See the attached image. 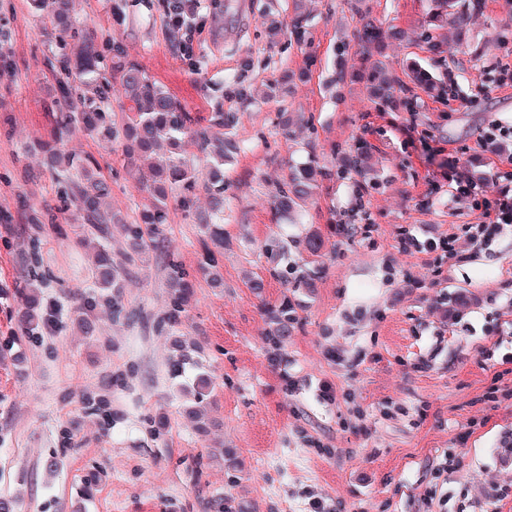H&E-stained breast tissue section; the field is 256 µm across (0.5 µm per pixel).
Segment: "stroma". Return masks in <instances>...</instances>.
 Instances as JSON below:
<instances>
[{"instance_id":"stroma-1","label":"stroma","mask_w":512,"mask_h":512,"mask_svg":"<svg viewBox=\"0 0 512 512\" xmlns=\"http://www.w3.org/2000/svg\"><path fill=\"white\" fill-rule=\"evenodd\" d=\"M430 5L306 0L300 44L292 0H232L220 20L203 7L189 33L172 28L159 0H130L121 26L109 0H76L81 26L121 40L198 121L218 103L236 117L223 286L197 273L199 227L174 205L162 248L123 278L119 320L79 244L89 222L31 150L56 113L42 24L25 0H0V55L12 63L0 73V497L16 500V512H312L318 498L332 512H512V493L493 494L512 486V224L468 243L463 227L480 213L456 199L441 169L454 159L490 201L506 186L496 173L512 171V136L485 134L494 123L512 128V84L500 81L512 71V0H480L463 41L448 38L437 56ZM364 13L402 39L363 52ZM410 60L446 73L453 97L403 82L398 104L378 109L372 68L385 63L402 79ZM285 112L298 115L288 131ZM360 139L368 171L336 178ZM60 148L93 157L113 213L136 217L147 196L116 142L75 129ZM311 152L327 175L304 223H274L271 192ZM33 208L41 223H29ZM309 229L327 246L315 288L270 276L266 240ZM451 235L454 257L439 245ZM172 259L193 285L178 333L202 347L213 387L204 437L185 416L159 329ZM35 275L41 309L58 311L53 332L32 341L17 315ZM252 277L263 278L262 293L248 288ZM92 297L89 336L77 318ZM285 299L297 323L276 366L262 333L266 309Z\"/></svg>"}]
</instances>
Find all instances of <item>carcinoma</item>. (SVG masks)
<instances>
[{"instance_id": "1", "label": "carcinoma", "mask_w": 512, "mask_h": 512, "mask_svg": "<svg viewBox=\"0 0 512 512\" xmlns=\"http://www.w3.org/2000/svg\"><path fill=\"white\" fill-rule=\"evenodd\" d=\"M169 20L178 28H190L198 15L194 0H161ZM432 8L427 23L436 28L448 26L457 33L467 27L471 13L456 8L455 0H431ZM31 11L42 21L52 53L50 64L59 73L55 86L58 107L56 123L48 138L38 141L40 150L55 163L62 165L61 173L67 178V195L77 209L97 226L98 235L83 239L82 244L94 249V275L99 287L110 291L107 301L112 304L115 318L123 312L117 280L123 274L121 265L112 260L103 240L110 235L109 225L114 223L112 212L105 208L109 186L102 178L98 165L61 152L58 145L71 129L80 127L90 133L105 131L120 141L124 166L134 170L148 194V203L124 230L136 254L154 250L163 242L164 226L169 220V203L161 184L166 183L179 191L178 203L189 211L193 207L195 191L202 190L208 200V210L197 217L200 228L201 258L198 272L211 282L223 281L219 256L224 250V158L235 149L231 141L215 135L235 123V117L223 112L221 103L210 113L207 125L201 126L175 97L152 82L141 65L128 59L122 42L94 29L78 31L72 14V0H28ZM380 38L379 27L370 19H362L361 47L367 50ZM405 76L410 83L432 96L448 97V83L435 72L413 62L406 67ZM374 102L390 107L397 102V80L379 66L369 76ZM120 86L124 100L120 112L113 110L114 88ZM81 101V108L73 111L69 102L73 97ZM193 148L208 159L205 171L190 168L182 158L187 148ZM322 174L318 156L311 152L305 161L289 167L288 177L271 195L270 210L275 222L286 220L296 223L308 198L317 188V176ZM294 248L304 254L302 264L286 269L288 243L269 240L264 245L268 270L274 277L288 281V271L305 287H312L323 271L324 242L310 236L294 242ZM169 286L172 307L163 324L172 330L181 322L182 313L190 296L191 284L183 266L170 260ZM33 280L26 285L28 307L21 316L28 335L41 327L37 290ZM270 327L263 341L279 356L292 335L296 316L294 307L284 302L269 312ZM199 365L192 351L181 342H175L169 358L168 372L174 379L186 376ZM183 391L193 397L194 406L188 409L192 419L199 417V407L211 394L210 381L202 374L195 377Z\"/></svg>"}]
</instances>
